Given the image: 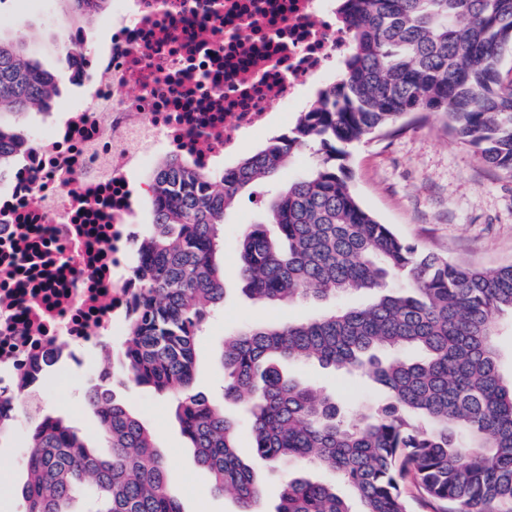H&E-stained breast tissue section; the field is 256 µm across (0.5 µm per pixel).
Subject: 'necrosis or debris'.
Returning a JSON list of instances; mask_svg holds the SVG:
<instances>
[{
	"instance_id": "1",
	"label": "necrosis or debris",
	"mask_w": 512,
	"mask_h": 512,
	"mask_svg": "<svg viewBox=\"0 0 512 512\" xmlns=\"http://www.w3.org/2000/svg\"><path fill=\"white\" fill-rule=\"evenodd\" d=\"M334 0H112L105 45L66 33L85 104L35 132L0 194V394L23 413L48 360L77 364L134 306L126 257L137 182L156 154L213 171L297 106L349 49Z\"/></svg>"
}]
</instances>
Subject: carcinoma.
Returning a JSON list of instances; mask_svg holds the SVG:
<instances>
[{
	"label": "carcinoma",
	"instance_id": "carcinoma-1",
	"mask_svg": "<svg viewBox=\"0 0 512 512\" xmlns=\"http://www.w3.org/2000/svg\"><path fill=\"white\" fill-rule=\"evenodd\" d=\"M80 30L110 0H56ZM350 50L288 132L223 171L164 157L148 178L133 275L136 306L87 403L107 437L99 454L83 433L39 414L28 423L24 512H183L142 422L113 388L148 386L175 405L181 431L217 493L255 512L262 490L239 454L246 426L254 461L283 472L276 512H353L331 483L288 470L314 467L352 487L358 512H411L409 477L436 512H512V377L501 369L497 318L512 316V265L483 271L399 237L351 187L349 147L413 113L443 115L489 167L512 175V0H335ZM26 38L0 34V180L31 144L22 125L46 111L55 76ZM313 163L237 239V276L253 300L336 301L301 323L243 327L225 338L224 398L245 423L194 391L198 339L224 302L226 210L245 188L271 180L297 154ZM357 373L382 391L363 407L319 394L279 362Z\"/></svg>",
	"mask_w": 512,
	"mask_h": 512
}]
</instances>
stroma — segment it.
<instances>
[{
	"mask_svg": "<svg viewBox=\"0 0 512 512\" xmlns=\"http://www.w3.org/2000/svg\"><path fill=\"white\" fill-rule=\"evenodd\" d=\"M64 28L61 7L54 0L37 7L31 6L29 0H0V34H37L36 58L42 68L55 75L59 88L49 111L25 118V126L32 131L49 127L62 115L64 107L83 102L81 91L60 63ZM310 163L309 153L297 155L276 174L270 188L242 192L225 214L226 295L223 307L210 319L199 340L193 388L223 402L225 413L234 418L241 415L240 404L223 399L220 350L225 336L245 325L307 321L326 308L322 302H255L242 293L237 277L235 241L240 231L263 221L269 192L287 187L307 171ZM349 167L351 186L362 205L400 237L422 249L488 271L512 263V176L482 163L449 132L443 116L407 115L389 131L355 145ZM111 369V359L96 348L85 367L52 371L39 393L43 413L61 417L82 430L92 446L106 447L97 420L87 406L86 393L99 374ZM288 373L315 388L336 391L356 404L379 396L374 386L315 364L292 363ZM118 392L127 408L148 428L165 458L169 489L184 512H237L235 502L215 494L201 473L172 404L134 384L119 387ZM27 440L22 422L17 423L12 434L0 438V474L12 482L10 495L0 498V512H20L21 488L27 480Z\"/></svg>",
	"mask_w": 512,
	"mask_h": 512,
	"instance_id": "35a3bbf8",
	"label": "stroma"
}]
</instances>
